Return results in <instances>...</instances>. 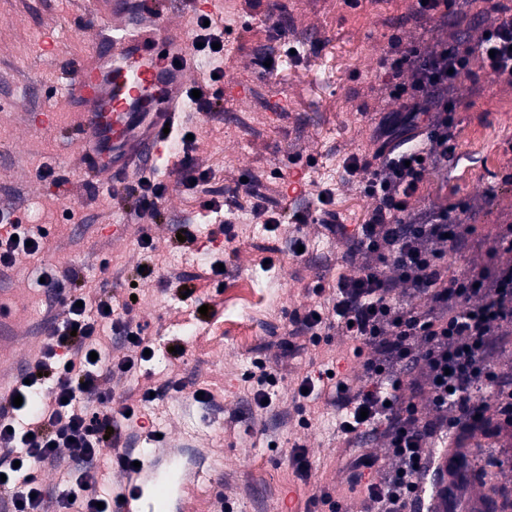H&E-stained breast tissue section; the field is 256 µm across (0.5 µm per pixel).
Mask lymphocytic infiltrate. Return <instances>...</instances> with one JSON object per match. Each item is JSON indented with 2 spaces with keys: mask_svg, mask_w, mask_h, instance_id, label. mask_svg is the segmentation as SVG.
I'll use <instances>...</instances> for the list:
<instances>
[{
  "mask_svg": "<svg viewBox=\"0 0 512 512\" xmlns=\"http://www.w3.org/2000/svg\"><path fill=\"white\" fill-rule=\"evenodd\" d=\"M196 20L194 41L199 54L211 59L213 76L200 84L195 109L220 112L224 102L212 87L214 76L224 72L223 38L205 26L204 15ZM384 64L393 77L388 95L401 108L376 127L374 159L354 155L345 166L349 183L378 204L358 227L349 272L339 274L332 287L311 286L315 301L293 315L291 339L282 350L293 355L300 340L314 347L325 338L340 346L357 343L364 354L360 371L336 376L321 368L298 376L295 410L305 413L309 402L335 407L337 432L369 442L345 464L364 512H405L433 449L449 432L470 429L478 410L497 434L502 490L512 491V224L498 225L482 252L462 218L491 200L493 191L425 210L412 204L427 172L448 166L459 78L479 71L512 85V0H496L492 17L466 41L444 42L428 53L394 48ZM193 150V141H184L174 169L203 209L246 204L258 223L291 221L298 229L296 247L306 245L303 230L311 224L343 233L328 206L312 213L284 207L288 197L305 195V173L283 180L271 199L253 176L231 190L215 185ZM167 190L164 183L138 178L123 199L131 220L159 223ZM44 236L22 222L16 206H1L0 267L13 266L22 254H40ZM452 253L464 259L453 275ZM40 276L62 318L50 326L32 366L11 390L24 402L39 400V409L19 425L17 407L0 406V493L8 495L9 512H44L50 502L38 470L60 466L63 486L52 502L58 512H112L111 497L95 491L97 461L111 448L116 464L132 470V449L119 447L122 429L142 419L143 407L168 388L115 396L111 381L132 377L152 346L146 325L135 320L128 302L122 316L112 317V298L102 297L81 268L45 266ZM106 328L123 341V355L100 354Z\"/></svg>",
  "mask_w": 512,
  "mask_h": 512,
  "instance_id": "1",
  "label": "lymphocytic infiltrate"
}]
</instances>
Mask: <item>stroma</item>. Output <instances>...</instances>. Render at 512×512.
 <instances>
[{
	"mask_svg": "<svg viewBox=\"0 0 512 512\" xmlns=\"http://www.w3.org/2000/svg\"><path fill=\"white\" fill-rule=\"evenodd\" d=\"M414 9V0H259L252 10L245 0H212L208 13L226 32L219 84L224 110L186 116L198 162L227 187L258 177L271 197L281 177L305 172L308 191L291 209L316 210L327 191L344 224L363 223L376 202L346 182L344 163L353 155L372 156L376 125L399 108L385 92L390 40L429 52L448 37L443 21L416 19ZM81 12L80 0H0V199L15 201L24 223L48 232L38 257L22 255L13 267L0 269V307L18 330L0 341V392L10 393L15 373L37 356L47 320L61 313L36 282L39 266L81 267L117 302L138 297L132 314L155 340L153 358L137 371L140 386L168 379L180 384L145 409L162 439L133 425L126 429L141 469H113V493L137 485L132 512H221L224 502L232 512H279L285 494L303 501L313 487L334 485L345 459L335 412L312 416L306 428L292 419L293 382L307 371L309 357L301 351L280 358L277 343L291 330L294 312L314 303L307 287L317 280L331 284L348 272V242L311 224L307 253L293 256L288 240L294 225L267 229L246 207L202 209L178 185L168 160L151 172L169 186L161 203L166 223H132L115 200L125 182L93 185L70 145V126L80 116L69 111L62 84L89 51L93 34ZM272 18L281 31L270 29ZM261 53L274 58L273 71L255 64ZM458 96L454 150L468 155L476 179L432 170L412 203L428 208L493 189L494 199L469 219L473 238L481 239L512 214V86L464 76ZM47 112L65 114L57 132L35 128ZM46 167L62 183L41 178ZM227 220L237 232L230 245L219 230ZM183 223L197 231L187 249L170 243L174 225ZM144 232L157 253L140 247ZM106 258L111 266L104 272ZM217 259L224 262L219 281L209 275ZM150 263L156 266L153 281L137 286L138 267ZM184 274L198 277L187 299L175 286ZM202 305L208 308L203 318L197 315ZM176 345L183 346L182 354H172ZM261 363L278 377L277 397L264 410L248 394ZM200 390L210 393L211 404L197 401ZM297 443L312 453L305 486L295 481L290 463Z\"/></svg>",
	"mask_w": 512,
	"mask_h": 512,
	"instance_id": "stroma-1",
	"label": "stroma"
}]
</instances>
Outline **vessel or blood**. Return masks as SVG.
<instances>
[{
    "instance_id": "vessel-or-blood-1",
    "label": "vessel or blood",
    "mask_w": 512,
    "mask_h": 512,
    "mask_svg": "<svg viewBox=\"0 0 512 512\" xmlns=\"http://www.w3.org/2000/svg\"><path fill=\"white\" fill-rule=\"evenodd\" d=\"M95 48L64 86L68 106L82 116L77 156L94 176H130L156 167L172 141L195 63L189 32L175 28L170 0H85ZM455 446L442 449L434 474L414 497L421 512H442L453 488Z\"/></svg>"
}]
</instances>
